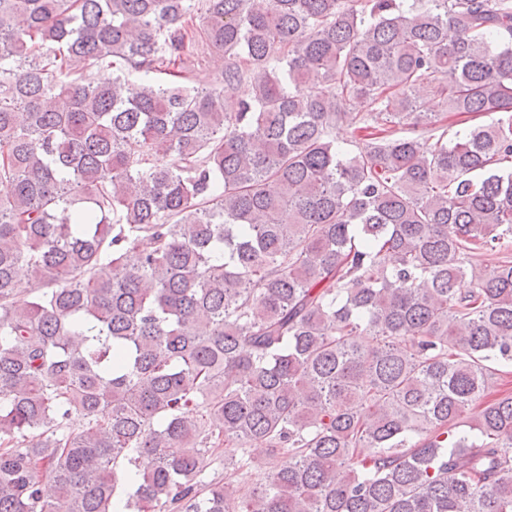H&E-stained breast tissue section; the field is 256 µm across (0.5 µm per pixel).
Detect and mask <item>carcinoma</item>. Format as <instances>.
<instances>
[{
	"instance_id": "obj_1",
	"label": "carcinoma",
	"mask_w": 512,
	"mask_h": 512,
	"mask_svg": "<svg viewBox=\"0 0 512 512\" xmlns=\"http://www.w3.org/2000/svg\"><path fill=\"white\" fill-rule=\"evenodd\" d=\"M509 161L512 0H0V512H512ZM198 65L199 69L197 65L195 66L196 73H198V78L202 82L215 84L221 80L224 71V61H220V65H217V59L206 54L199 58ZM421 101L424 107L441 114L442 123L448 126V141L454 137L456 131H461L463 134L464 129L472 124H487L497 120L500 116L499 113H486L475 121L464 123L466 121L461 120L465 119L466 116L459 115L457 112H442L444 106L438 98L429 96L424 92Z\"/></svg>"
}]
</instances>
